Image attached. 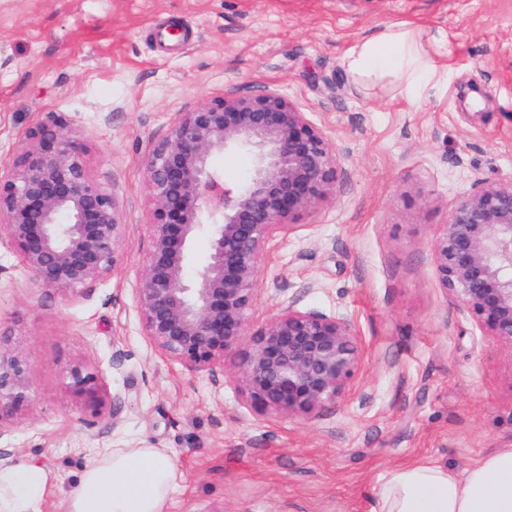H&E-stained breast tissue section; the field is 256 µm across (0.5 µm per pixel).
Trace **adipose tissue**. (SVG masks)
Returning <instances> with one entry per match:
<instances>
[{"instance_id":"obj_1","label":"adipose tissue","mask_w":512,"mask_h":512,"mask_svg":"<svg viewBox=\"0 0 512 512\" xmlns=\"http://www.w3.org/2000/svg\"><path fill=\"white\" fill-rule=\"evenodd\" d=\"M343 66L355 86L388 81L409 95L421 94L437 75L421 33L395 26L358 41ZM178 478L162 449L106 453L84 468L65 512H164ZM52 482L35 462L0 461V512H42ZM372 512H512V448L489 452L462 476L430 461L392 469Z\"/></svg>"}]
</instances>
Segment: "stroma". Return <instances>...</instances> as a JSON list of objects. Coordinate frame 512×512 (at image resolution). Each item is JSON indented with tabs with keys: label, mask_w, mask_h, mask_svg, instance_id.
<instances>
[{
	"label": "stroma",
	"mask_w": 512,
	"mask_h": 512,
	"mask_svg": "<svg viewBox=\"0 0 512 512\" xmlns=\"http://www.w3.org/2000/svg\"><path fill=\"white\" fill-rule=\"evenodd\" d=\"M175 23L184 41L159 52ZM396 24L449 44L437 77L415 96L354 90L345 53ZM263 87L306 112L341 169L336 198L270 242L251 315L260 324L292 301L358 325L351 391L305 421L244 404L235 357L219 385L161 357L138 311L153 142L176 113ZM45 112L79 133L127 233L115 274L75 295L39 288L0 251V322L33 364L35 394L0 448L52 474L42 512H62L99 452L146 441L180 473L166 512H371L390 469L425 460L462 473L512 448V350L446 296L433 265L460 195L512 175V0H0L1 172ZM78 363L123 396L119 418L67 392L63 370Z\"/></svg>",
	"instance_id": "35a3bbf8"
}]
</instances>
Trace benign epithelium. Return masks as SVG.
Segmentation results:
<instances>
[{
  "instance_id": "benign-epithelium-1",
  "label": "benign epithelium",
  "mask_w": 512,
  "mask_h": 512,
  "mask_svg": "<svg viewBox=\"0 0 512 512\" xmlns=\"http://www.w3.org/2000/svg\"><path fill=\"white\" fill-rule=\"evenodd\" d=\"M240 148L253 155V169L229 188L211 157ZM83 155L66 121L47 112L0 174V247L15 251L48 291L79 292L121 265L119 201L92 179ZM338 172L327 137L276 89L229 91L177 113L145 159L149 256L138 310L155 351L214 378L224 358L236 356L244 400L259 414L312 419L342 398L363 358L351 319L290 303L250 328L269 241L336 197ZM203 229L210 250L190 278L191 242ZM433 255L440 288L512 350V176L461 195ZM32 373L27 354L0 328V431L31 406ZM64 379L72 397L103 415L98 370L72 365Z\"/></svg>"
}]
</instances>
